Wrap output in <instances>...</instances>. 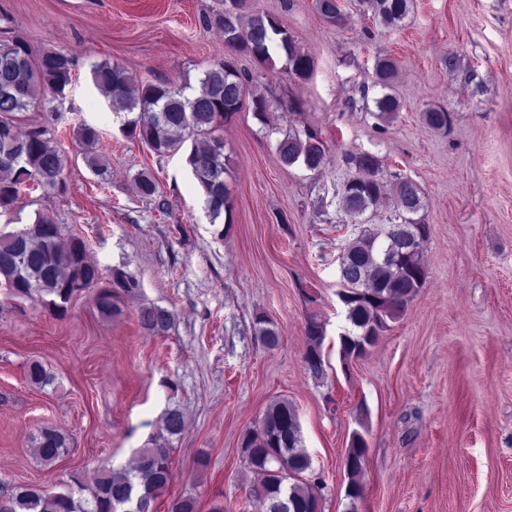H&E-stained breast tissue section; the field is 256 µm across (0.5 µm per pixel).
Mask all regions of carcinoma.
I'll list each match as a JSON object with an SVG mask.
<instances>
[{"label": "carcinoma", "instance_id": "cac0c4a2", "mask_svg": "<svg viewBox=\"0 0 512 512\" xmlns=\"http://www.w3.org/2000/svg\"><path fill=\"white\" fill-rule=\"evenodd\" d=\"M410 2L363 0L373 18L387 28L399 25L409 12ZM317 8L330 24L344 19L338 0H317ZM202 22L223 32L228 51L248 56L271 70L276 69L279 59L284 60L282 72L291 76L304 78L313 70L312 59L297 50L288 30L269 14L246 12V0H224V8L202 15ZM74 66V58L66 53L49 51L35 56L21 39L0 40V210L13 208L25 186L36 185L59 195L67 192L66 156L53 145L51 131L32 128L23 132L18 118L44 93L63 95L71 84ZM396 72L393 59L379 60L376 83L386 90L391 88ZM92 77L104 97L136 113L122 128L123 133L160 156L182 154L210 223L223 217L225 224H231L224 183V144L214 137V132L232 121L247 99L254 117L265 122L269 103L253 86V78L238 71L228 59L206 70L198 91L191 96L168 82L143 83L108 63L93 66ZM376 104L381 116H394L400 109L399 100L390 93ZM78 134L86 164L98 175H105L108 164L95 151L99 134L86 125L78 129ZM277 154L288 167L302 164L314 171L326 160L320 134L312 130L286 134L277 143ZM351 163L356 176L345 185L342 206L354 220L355 237L340 257L337 293L350 324L339 336L344 362L367 354L389 329V322L396 320L416 297L428 274L422 253L429 234H424L413 248L407 246V240L424 225L418 217L425 207L419 186L407 178H396L394 188L400 208L388 223L398 229L389 236H378L374 225L358 218L383 195L380 160L372 153L361 152L351 157ZM137 189L140 195L155 201L159 211L167 210L169 203L149 176L138 177ZM102 280L99 268L87 258L84 241L64 240L60 226L49 216L42 215L18 231L0 234V285L16 298L47 297L51 310L63 315L75 294L99 287ZM139 288L134 274L112 272L110 282L100 287L98 311L103 316L112 315L116 310L113 298L120 293H135ZM138 318L142 329L151 336L167 334L173 323L172 313L156 305L141 307ZM253 325L266 348L278 347L280 336L266 315L256 314ZM306 336L305 368L320 381L325 377L323 326L309 320ZM28 376L38 386L53 382L37 362L29 366ZM161 429L170 438L181 436L186 430L182 411L177 407L167 409L161 417ZM32 443L37 461L45 466L54 465L67 449L66 436L49 428L39 430ZM367 452L363 435L354 433L346 451V495L352 500L362 494L358 477ZM240 454L243 465L262 477L260 483L251 486L249 494L262 500L266 512H320L323 508V484L316 478L306 479L311 460L303 449L298 414L290 401L277 399L266 407L258 425L242 434ZM96 471L91 490L76 477L59 492L20 485L0 512H124L122 500L135 488L150 506L165 494L170 482V449L140 448L133 467L116 469L103 461ZM168 512H198L197 499L192 495L176 497L169 503Z\"/></svg>", "mask_w": 512, "mask_h": 512}]
</instances>
